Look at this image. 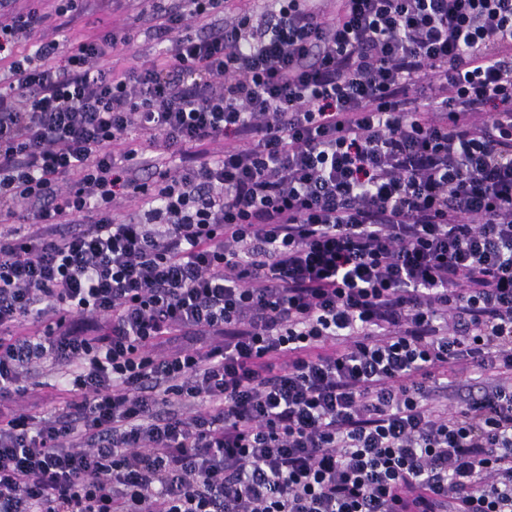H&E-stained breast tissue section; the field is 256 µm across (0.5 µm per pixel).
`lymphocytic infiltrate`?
<instances>
[{
	"mask_svg": "<svg viewBox=\"0 0 512 512\" xmlns=\"http://www.w3.org/2000/svg\"><path fill=\"white\" fill-rule=\"evenodd\" d=\"M41 2L0 0V512H512V0H137L121 72ZM58 377L52 373H45L35 381L28 383V395L25 403L29 405L30 410L39 412L42 409H49L50 406L58 404V391L53 385H57Z\"/></svg>",
	"mask_w": 512,
	"mask_h": 512,
	"instance_id": "obj_1",
	"label": "lymphocytic infiltrate"
}]
</instances>
